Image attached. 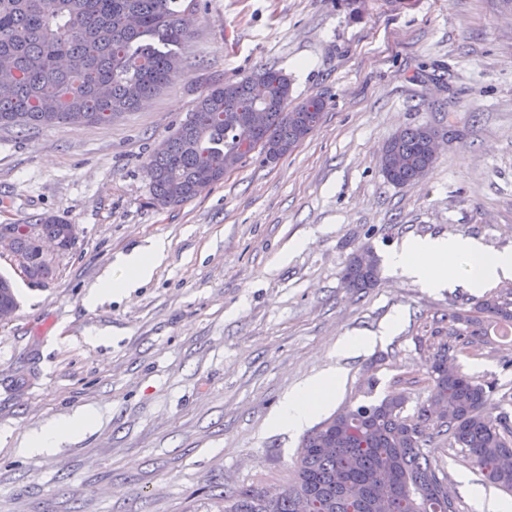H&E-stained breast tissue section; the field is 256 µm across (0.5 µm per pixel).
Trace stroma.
<instances>
[{
    "instance_id": "35a3bbf8",
    "label": "stroma",
    "mask_w": 512,
    "mask_h": 512,
    "mask_svg": "<svg viewBox=\"0 0 512 512\" xmlns=\"http://www.w3.org/2000/svg\"><path fill=\"white\" fill-rule=\"evenodd\" d=\"M182 63L168 84L110 124L0 127V224L49 212L79 225L46 284L13 257L0 275L18 307L0 322V512H215L217 495L280 490L301 434L273 428L284 397L340 366L319 411L390 392L416 406L451 303L493 294L422 287L387 256L410 238H475L512 251V0H198ZM260 67L282 71L294 101L326 102L292 153L260 157L177 206L157 205L146 161L213 85ZM428 124L437 159L416 185L388 184L387 138ZM161 241L165 257L130 296L86 306L118 255ZM371 249L380 281L344 288L352 254ZM396 332L337 358L336 341ZM501 336L449 357L495 383L512 414V350ZM91 410L92 424L50 454L28 435ZM426 453L457 512H479L483 484L448 440Z\"/></svg>"
}]
</instances>
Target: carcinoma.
Listing matches in <instances>:
<instances>
[{
	"instance_id": "cac0c4a2",
	"label": "carcinoma",
	"mask_w": 512,
	"mask_h": 512,
	"mask_svg": "<svg viewBox=\"0 0 512 512\" xmlns=\"http://www.w3.org/2000/svg\"><path fill=\"white\" fill-rule=\"evenodd\" d=\"M183 0H0V67L12 89L0 95V126L26 128L89 121L106 124L131 111L161 89L177 66L190 36ZM325 101L312 96L292 103L287 74L259 68L245 79L211 87L193 112L154 153L151 191L161 206L197 196L198 186L224 179V171L249 159L236 131L249 113L267 112L255 138L291 153L318 127ZM435 129L406 127L387 139L379 164L387 183L404 187L422 179L436 156L429 149ZM61 219L39 214L20 224L16 254L29 279H49L53 267L39 259L35 241L59 232ZM357 253L342 276L355 292L379 281V263L366 249ZM448 341L433 356L429 390L417 414H405L408 398L390 393L376 403L348 405L303 437L294 478L277 495L246 487L219 496V512H377L374 502L389 500L388 512H456L445 497L446 477L424 447L446 436L451 446L478 470L483 481L512 493V420L493 414L494 384L482 383L449 362L452 343L479 344L490 325L512 327V305L490 295L465 315L451 305ZM443 415L432 418L434 406ZM356 483L366 499L346 498Z\"/></svg>"
}]
</instances>
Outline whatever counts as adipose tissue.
<instances>
[{"label": "adipose tissue", "mask_w": 512, "mask_h": 512, "mask_svg": "<svg viewBox=\"0 0 512 512\" xmlns=\"http://www.w3.org/2000/svg\"><path fill=\"white\" fill-rule=\"evenodd\" d=\"M164 253V243L156 242L119 257V275H106L97 290L88 296V304L141 286L152 277ZM388 261L391 267L410 275L423 287L436 290L450 287L460 280L469 288H486L512 280V251L490 253L475 239L463 235L408 241L393 251ZM464 261L476 262L477 272L461 274L460 264ZM341 381L342 372L337 367L305 381L284 398L273 419L274 426L300 431L335 394Z\"/></svg>", "instance_id": "adipose-tissue-1"}]
</instances>
